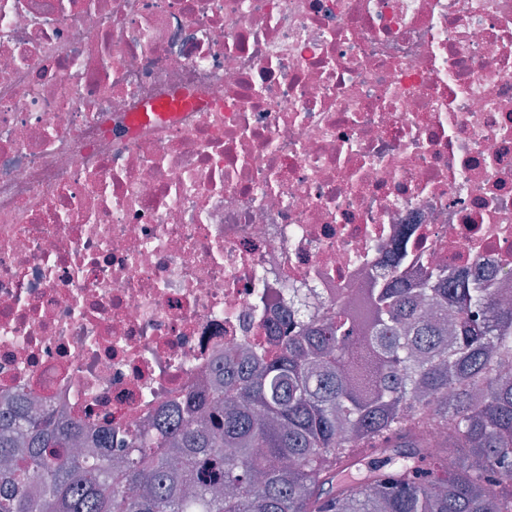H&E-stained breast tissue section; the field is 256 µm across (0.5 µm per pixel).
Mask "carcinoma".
<instances>
[{
  "mask_svg": "<svg viewBox=\"0 0 512 512\" xmlns=\"http://www.w3.org/2000/svg\"><path fill=\"white\" fill-rule=\"evenodd\" d=\"M511 276L410 284L392 264L125 432L115 467L112 428L88 438L23 395L0 409V512H512ZM379 448L404 465L345 477Z\"/></svg>",
  "mask_w": 512,
  "mask_h": 512,
  "instance_id": "1",
  "label": "carcinoma"
}]
</instances>
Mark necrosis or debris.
I'll return each mask as SVG.
<instances>
[{
  "label": "necrosis or debris",
  "instance_id": "4bbe7bcc",
  "mask_svg": "<svg viewBox=\"0 0 512 512\" xmlns=\"http://www.w3.org/2000/svg\"><path fill=\"white\" fill-rule=\"evenodd\" d=\"M393 259L512 269V0H0V408L149 429ZM193 106L188 98H176L162 102L152 103L142 112H139L134 121L141 122H168L174 118L177 112L186 110Z\"/></svg>",
  "mask_w": 512,
  "mask_h": 512
}]
</instances>
